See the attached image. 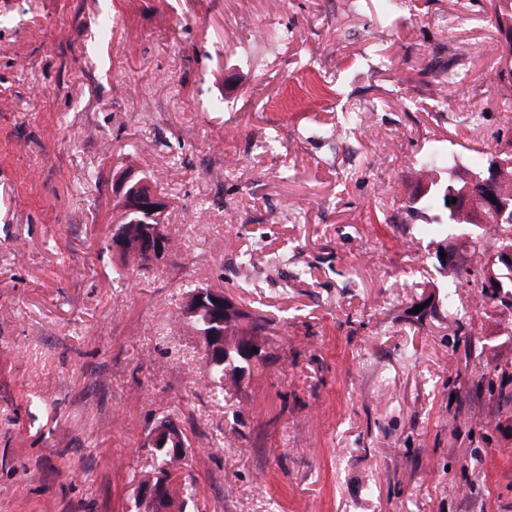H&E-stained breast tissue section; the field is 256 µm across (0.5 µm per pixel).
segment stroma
Here are the masks:
<instances>
[{
	"instance_id": "1",
	"label": "stroma",
	"mask_w": 512,
	"mask_h": 512,
	"mask_svg": "<svg viewBox=\"0 0 512 512\" xmlns=\"http://www.w3.org/2000/svg\"><path fill=\"white\" fill-rule=\"evenodd\" d=\"M505 51L488 0H0V512H136L165 418L191 512H512V307L460 287L467 336L419 310L403 208L421 153L512 137ZM129 170L174 241L145 270L111 247ZM197 285L267 321L273 361L222 397Z\"/></svg>"
}]
</instances>
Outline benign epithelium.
Returning <instances> with one entry per match:
<instances>
[{
	"label": "benign epithelium",
	"instance_id": "7a95c632",
	"mask_svg": "<svg viewBox=\"0 0 512 512\" xmlns=\"http://www.w3.org/2000/svg\"><path fill=\"white\" fill-rule=\"evenodd\" d=\"M512 151L497 148L490 153V164L483 174L472 176L459 189L454 190L452 197L456 202L450 204L452 216L459 211L470 207L471 202L480 199L494 212L498 223L512 224V198L500 194L498 178L500 167L512 163L507 154ZM143 183L135 181L132 173L117 177L112 184L113 196L122 200V212H139L159 214L165 210L164 198L154 191H143ZM157 210H151V207ZM112 251L118 254H127L135 262L151 265L162 259L170 250L167 234L159 227L146 225L136 248H131L125 231L112 227ZM225 298L222 288H198L187 294L184 301L182 317L190 320L206 312L212 317L214 323H224ZM200 352L205 354L209 362H224V331L212 330L206 336H197ZM257 351H252V348ZM242 353L247 357V364L266 358L265 342L263 337L254 336L246 338L242 345ZM146 447L152 449V454L165 452L180 461H185L189 449L186 448L181 428L175 423L161 421L150 431ZM172 473H155L152 477L141 483L137 490V501L140 506L151 512L159 509L161 512L170 510L172 495L177 492L175 483L171 482Z\"/></svg>",
	"mask_w": 512,
	"mask_h": 512
}]
</instances>
